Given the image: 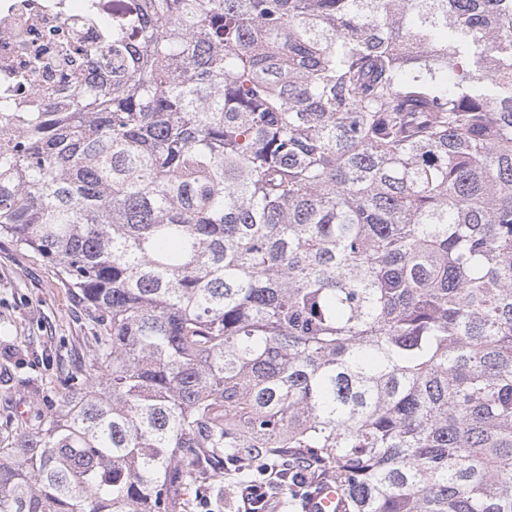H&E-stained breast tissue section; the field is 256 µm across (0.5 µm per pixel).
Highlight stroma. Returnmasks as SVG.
<instances>
[{
  "label": "stroma",
  "mask_w": 512,
  "mask_h": 512,
  "mask_svg": "<svg viewBox=\"0 0 512 512\" xmlns=\"http://www.w3.org/2000/svg\"><path fill=\"white\" fill-rule=\"evenodd\" d=\"M83 304L36 252L0 238V425L56 400V379L86 356Z\"/></svg>",
  "instance_id": "35a3bbf8"
}]
</instances>
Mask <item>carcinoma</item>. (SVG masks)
Instances as JSON below:
<instances>
[{
    "label": "carcinoma",
    "mask_w": 512,
    "mask_h": 512,
    "mask_svg": "<svg viewBox=\"0 0 512 512\" xmlns=\"http://www.w3.org/2000/svg\"><path fill=\"white\" fill-rule=\"evenodd\" d=\"M0 97V237L95 327L0 512H179L233 468L340 512H512V0H126ZM336 488L331 483L322 485L313 496L308 507L309 512H339L336 508Z\"/></svg>",
    "instance_id": "carcinoma-1"
}]
</instances>
